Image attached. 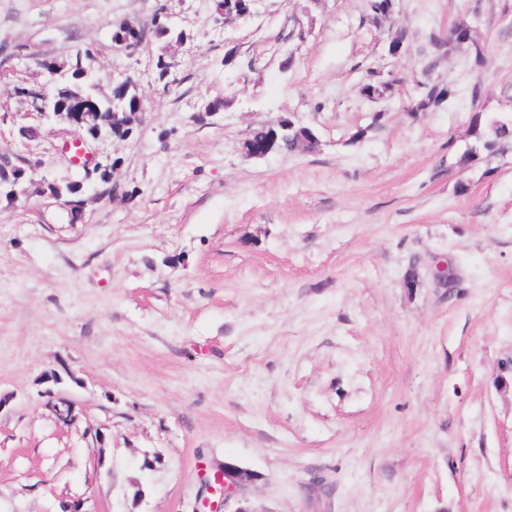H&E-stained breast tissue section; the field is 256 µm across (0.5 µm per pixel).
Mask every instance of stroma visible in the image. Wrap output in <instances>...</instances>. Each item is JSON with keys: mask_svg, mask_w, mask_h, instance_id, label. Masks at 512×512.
I'll use <instances>...</instances> for the list:
<instances>
[{"mask_svg": "<svg viewBox=\"0 0 512 512\" xmlns=\"http://www.w3.org/2000/svg\"><path fill=\"white\" fill-rule=\"evenodd\" d=\"M161 4L183 40L117 50ZM394 4L398 57L365 0H256L227 24L218 0H0L30 81L90 48L99 94L128 76L142 98L96 144L116 190L81 222L0 201V512H195L227 463L255 481L223 512H512V147L456 163L476 115L512 114V0ZM459 22L483 65L451 53L431 80L453 98L409 113L419 49ZM371 70L392 83L377 102ZM26 110L0 82V152L74 179L60 125L16 139ZM286 119L315 151L246 157Z\"/></svg>", "mask_w": 512, "mask_h": 512, "instance_id": "35a3bbf8", "label": "stroma"}]
</instances>
